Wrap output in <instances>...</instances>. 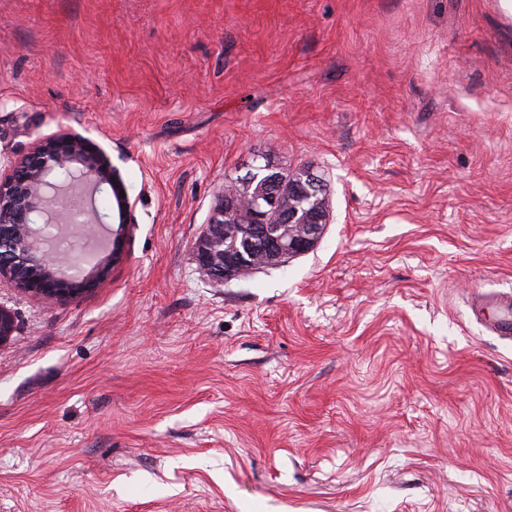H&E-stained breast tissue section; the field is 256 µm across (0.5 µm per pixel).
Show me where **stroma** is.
Returning a JSON list of instances; mask_svg holds the SVG:
<instances>
[{
    "label": "stroma",
    "instance_id": "stroma-1",
    "mask_svg": "<svg viewBox=\"0 0 512 512\" xmlns=\"http://www.w3.org/2000/svg\"><path fill=\"white\" fill-rule=\"evenodd\" d=\"M78 134L121 257L0 280V512H512V11L502 0H0V176ZM266 155L328 183L287 265L192 244ZM494 310L495 317L490 320L491 330L497 336L512 338V297L507 301L494 298L488 293H478L471 304L475 318L486 317V311Z\"/></svg>",
    "mask_w": 512,
    "mask_h": 512
}]
</instances>
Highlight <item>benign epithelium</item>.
Here are the masks:
<instances>
[{
  "label": "benign epithelium",
  "instance_id": "benign-epithelium-1",
  "mask_svg": "<svg viewBox=\"0 0 512 512\" xmlns=\"http://www.w3.org/2000/svg\"><path fill=\"white\" fill-rule=\"evenodd\" d=\"M104 184H112V172L77 136L42 141L17 162L0 178V279L49 304L83 292L70 287V269L83 267L95 253L72 257L56 247V239L83 238L88 225L100 223L87 217L77 224L69 211L93 210L92 199ZM239 184L218 192L193 246L197 273L217 285L308 253L330 223L326 184L310 167L285 185L266 158Z\"/></svg>",
  "mask_w": 512,
  "mask_h": 512
}]
</instances>
